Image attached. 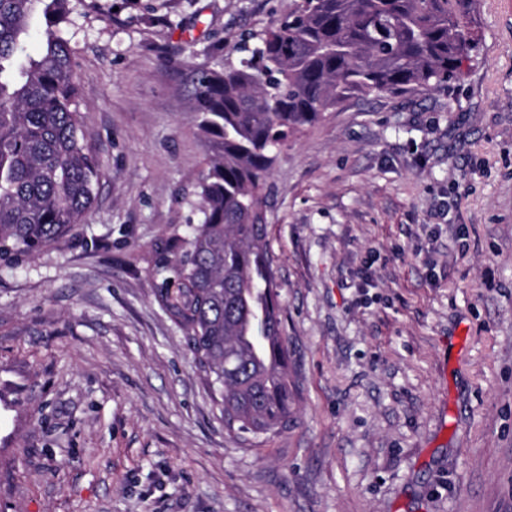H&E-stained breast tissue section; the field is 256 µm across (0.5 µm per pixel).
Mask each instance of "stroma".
Wrapping results in <instances>:
<instances>
[{"label": "stroma", "mask_w": 512, "mask_h": 512, "mask_svg": "<svg viewBox=\"0 0 512 512\" xmlns=\"http://www.w3.org/2000/svg\"><path fill=\"white\" fill-rule=\"evenodd\" d=\"M295 0H72L100 177L0 265V512H512V0L448 86L351 95L276 155L294 420L231 437L155 296L201 213L194 74Z\"/></svg>", "instance_id": "35a3bbf8"}]
</instances>
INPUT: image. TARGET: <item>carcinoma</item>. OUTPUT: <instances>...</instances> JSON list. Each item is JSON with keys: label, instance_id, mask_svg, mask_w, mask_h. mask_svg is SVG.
<instances>
[{"label": "carcinoma", "instance_id": "obj_1", "mask_svg": "<svg viewBox=\"0 0 512 512\" xmlns=\"http://www.w3.org/2000/svg\"><path fill=\"white\" fill-rule=\"evenodd\" d=\"M70 0H0V263L31 257L83 222L98 157L77 111ZM474 0H295L287 18L197 72L198 127L211 155L202 220L156 252L155 295L186 336L224 429L275 434L292 421L281 303L262 224L276 153L351 94L448 84L480 42ZM41 7V52L27 41Z\"/></svg>", "mask_w": 512, "mask_h": 512}]
</instances>
